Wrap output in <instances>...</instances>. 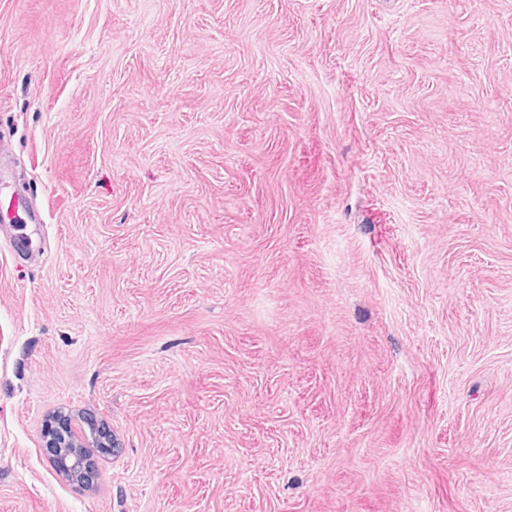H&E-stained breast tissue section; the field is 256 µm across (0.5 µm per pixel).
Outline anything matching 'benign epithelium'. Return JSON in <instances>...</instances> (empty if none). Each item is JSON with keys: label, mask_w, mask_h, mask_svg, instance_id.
Here are the masks:
<instances>
[{"label": "benign epithelium", "mask_w": 512, "mask_h": 512, "mask_svg": "<svg viewBox=\"0 0 512 512\" xmlns=\"http://www.w3.org/2000/svg\"><path fill=\"white\" fill-rule=\"evenodd\" d=\"M41 441L49 451L52 466L65 480L84 484L95 476L86 440L73 429L70 415L53 414L41 431Z\"/></svg>", "instance_id": "7a95c632"}]
</instances>
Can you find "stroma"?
<instances>
[{"label": "stroma", "instance_id": "1", "mask_svg": "<svg viewBox=\"0 0 512 512\" xmlns=\"http://www.w3.org/2000/svg\"><path fill=\"white\" fill-rule=\"evenodd\" d=\"M20 198L0 512H512V0H0ZM41 441L49 451L52 466L65 480L84 484L95 476L86 440L73 429L69 414L54 413L41 431Z\"/></svg>", "mask_w": 512, "mask_h": 512}]
</instances>
